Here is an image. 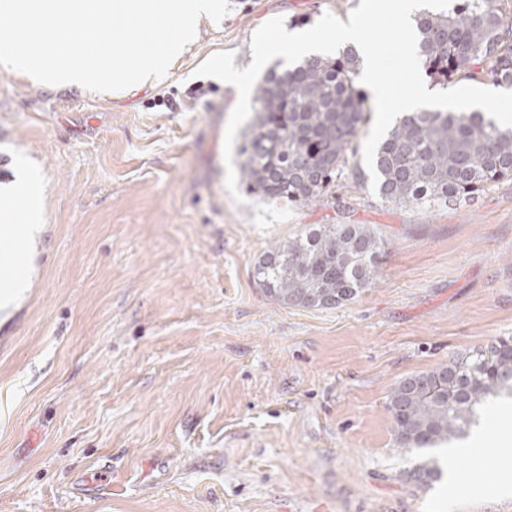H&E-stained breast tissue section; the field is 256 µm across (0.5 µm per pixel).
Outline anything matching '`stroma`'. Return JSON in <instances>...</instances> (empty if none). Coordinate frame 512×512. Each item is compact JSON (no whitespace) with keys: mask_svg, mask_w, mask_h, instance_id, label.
<instances>
[{"mask_svg":"<svg viewBox=\"0 0 512 512\" xmlns=\"http://www.w3.org/2000/svg\"><path fill=\"white\" fill-rule=\"evenodd\" d=\"M164 83L117 96L0 70V184L41 182L24 286L0 314V512H512V422L483 461L417 490L387 409L400 380L512 336V180L455 207L396 205L343 172L305 206L235 200L236 89L195 72L279 17L306 30L360 0H229ZM174 97L165 107L161 98ZM312 224H370L378 280L331 309L287 307L253 275Z\"/></svg>","mask_w":512,"mask_h":512,"instance_id":"stroma-1","label":"stroma"}]
</instances>
